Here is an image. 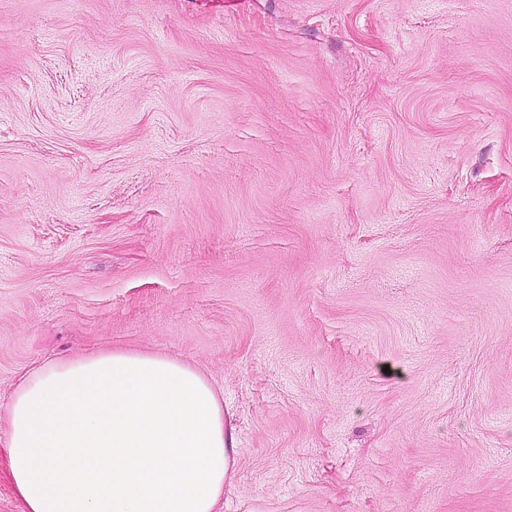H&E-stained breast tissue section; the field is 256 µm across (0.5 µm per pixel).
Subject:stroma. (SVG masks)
<instances>
[{"label":"stroma","mask_w":512,"mask_h":512,"mask_svg":"<svg viewBox=\"0 0 512 512\" xmlns=\"http://www.w3.org/2000/svg\"><path fill=\"white\" fill-rule=\"evenodd\" d=\"M116 349L214 385L219 512H512V0H0V512Z\"/></svg>","instance_id":"1"}]
</instances>
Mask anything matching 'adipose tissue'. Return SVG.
I'll use <instances>...</instances> for the list:
<instances>
[{
  "label": "adipose tissue",
  "instance_id": "obj_1",
  "mask_svg": "<svg viewBox=\"0 0 512 512\" xmlns=\"http://www.w3.org/2000/svg\"><path fill=\"white\" fill-rule=\"evenodd\" d=\"M7 437L28 512H216L235 465L211 382L178 360L133 351L28 372Z\"/></svg>",
  "mask_w": 512,
  "mask_h": 512
}]
</instances>
